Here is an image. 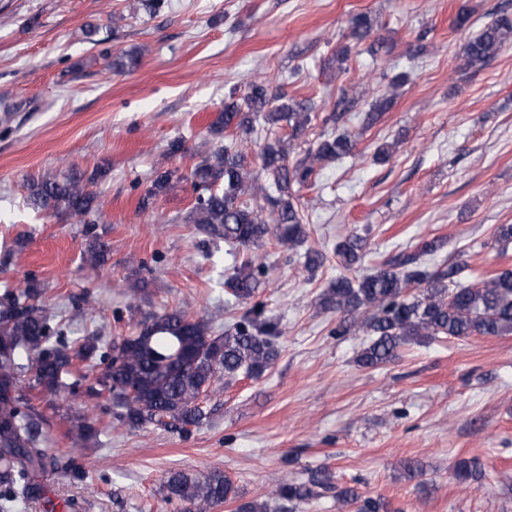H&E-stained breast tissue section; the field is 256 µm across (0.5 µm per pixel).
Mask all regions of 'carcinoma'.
<instances>
[{
	"label": "carcinoma",
	"mask_w": 512,
	"mask_h": 512,
	"mask_svg": "<svg viewBox=\"0 0 512 512\" xmlns=\"http://www.w3.org/2000/svg\"><path fill=\"white\" fill-rule=\"evenodd\" d=\"M374 20L366 13L350 22L349 39L336 50V66L342 67L351 45L369 42L367 52L375 55L384 43L373 37ZM512 43V16L502 13L487 23L463 47L469 67L483 66L507 44ZM394 96L384 94L372 102L367 115L370 123L388 111ZM314 112L311 100L294 99L274 91L266 84L253 83L238 98L230 94L224 109L209 125V134L229 136L190 172L194 202L187 215L192 224L201 225L213 239H222L230 249H259L273 238L295 247L310 234L309 225L295 187L308 184L322 162L348 157L356 141L349 134L321 136L304 156L288 164L289 147L310 124ZM277 127L288 126V139L275 138L263 144L259 159L261 171L272 177L270 188L249 181L251 163L236 147L239 139L254 130L256 118ZM104 175L74 173L59 180L41 177L28 182L29 202L36 210L86 217L99 212L97 196L87 189ZM176 172L166 170L152 180L140 200L166 192ZM445 241L435 238L413 252H404L382 262L370 273L358 275L366 255L367 239L353 233L333 247L342 272L331 279L318 297L319 307L336 314V327L330 335L341 337L359 331L370 337L360 351L357 363L374 368L398 358L399 349L411 342L440 338L462 339L471 336L512 334V269L474 285L454 280V267H429L424 257L441 250ZM329 260L326 253L308 250L303 268L310 275ZM267 266L255 257L236 263L225 281L236 301L246 310L220 335L211 323L195 319L182 309L165 310L137 324L135 331L112 341V356L101 353L100 338L82 336L70 343L64 332L29 304L37 296L30 286L0 297V479L6 489L0 492V512H9L14 502V486H22L28 498L40 495L33 475L52 470L67 473L58 460L41 447L45 440L42 418L23 390L37 398L55 400L69 373L72 361L79 358L94 368L104 364L103 372L90 380L87 393L112 401L115 422L129 427H160L184 435L205 418L203 404L214 382L241 372L257 378L276 361L279 339L284 330L280 322L265 315L264 306L254 301L268 279ZM27 363H22V360ZM456 478L464 483L482 477L475 459L455 463ZM332 474L314 470L307 480L284 481L272 497L288 503L310 501L320 490L332 488ZM166 498L189 505L187 512H213L228 501L237 502L234 512H266L267 504L247 501L232 480L220 471L199 478L184 471L171 472L164 484ZM344 504L355 512H383L379 498L363 496L352 488L337 492Z\"/></svg>",
	"instance_id": "1"
}]
</instances>
